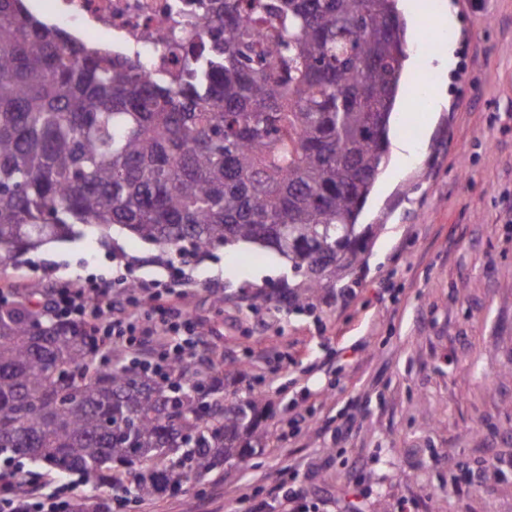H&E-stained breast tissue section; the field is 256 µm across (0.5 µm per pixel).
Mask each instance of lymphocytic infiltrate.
Listing matches in <instances>:
<instances>
[{
    "instance_id": "1",
    "label": "lymphocytic infiltrate",
    "mask_w": 512,
    "mask_h": 512,
    "mask_svg": "<svg viewBox=\"0 0 512 512\" xmlns=\"http://www.w3.org/2000/svg\"><path fill=\"white\" fill-rule=\"evenodd\" d=\"M187 283L183 269L174 266L166 281L146 280L133 290L122 278L58 286L47 289L41 313L73 322L94 336L96 359H106L113 349L123 348L163 376L174 375L181 363L207 370L215 361L193 353L198 324L180 303ZM138 480L136 473H117L109 492L93 496L80 482L48 474L26 479L18 471L0 469V512H122ZM19 483L26 487L22 498L13 492Z\"/></svg>"
}]
</instances>
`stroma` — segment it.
I'll return each instance as SVG.
<instances>
[{
	"label": "stroma",
	"mask_w": 512,
	"mask_h": 512,
	"mask_svg": "<svg viewBox=\"0 0 512 512\" xmlns=\"http://www.w3.org/2000/svg\"><path fill=\"white\" fill-rule=\"evenodd\" d=\"M439 2L455 25L407 45L414 57L432 40L454 48L448 98L392 125L419 152L393 163L394 191L364 209L372 230L345 302L257 309L253 295L295 281L273 252L180 255L118 228L0 265V282L24 284L35 306L54 284L191 273L184 303L220 353L225 395L262 394L267 436L189 482L187 503L150 498L152 512H246L243 495L266 497L291 465L319 512H512V0Z\"/></svg>",
	"instance_id": "35a3bbf8"
}]
</instances>
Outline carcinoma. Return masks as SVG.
<instances>
[{
	"label": "carcinoma",
	"mask_w": 512,
	"mask_h": 512,
	"mask_svg": "<svg viewBox=\"0 0 512 512\" xmlns=\"http://www.w3.org/2000/svg\"><path fill=\"white\" fill-rule=\"evenodd\" d=\"M397 2L213 0L186 72L151 79L0 0V259L77 224L179 252L256 244L301 276L288 304L314 308L366 248L408 58ZM90 340L27 305L0 312V454L93 487L137 469L156 497L264 438L260 397H219L185 364L160 383L97 363Z\"/></svg>",
	"instance_id": "1"
}]
</instances>
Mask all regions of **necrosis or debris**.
<instances>
[{
	"label": "necrosis or debris",
	"instance_id": "4bbe7bcc",
	"mask_svg": "<svg viewBox=\"0 0 512 512\" xmlns=\"http://www.w3.org/2000/svg\"><path fill=\"white\" fill-rule=\"evenodd\" d=\"M30 8L78 43L139 56L152 76L182 71V51L163 41L195 40L206 18L201 0H31Z\"/></svg>",
	"mask_w": 512,
	"mask_h": 512
}]
</instances>
